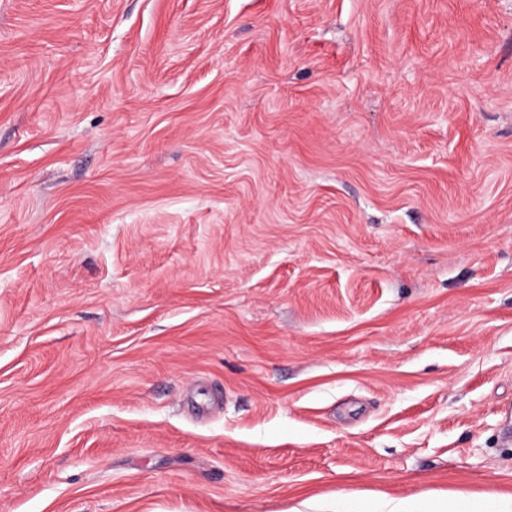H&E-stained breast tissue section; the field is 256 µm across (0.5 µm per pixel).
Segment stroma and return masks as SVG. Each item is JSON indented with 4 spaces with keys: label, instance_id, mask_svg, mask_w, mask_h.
<instances>
[{
    "label": "stroma",
    "instance_id": "35a3bbf8",
    "mask_svg": "<svg viewBox=\"0 0 512 512\" xmlns=\"http://www.w3.org/2000/svg\"><path fill=\"white\" fill-rule=\"evenodd\" d=\"M512 495V0H0V512Z\"/></svg>",
    "mask_w": 512,
    "mask_h": 512
}]
</instances>
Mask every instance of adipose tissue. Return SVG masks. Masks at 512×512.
Returning <instances> with one entry per match:
<instances>
[{
	"instance_id": "1",
	"label": "adipose tissue",
	"mask_w": 512,
	"mask_h": 512,
	"mask_svg": "<svg viewBox=\"0 0 512 512\" xmlns=\"http://www.w3.org/2000/svg\"><path fill=\"white\" fill-rule=\"evenodd\" d=\"M347 512H512V496L490 500L457 495L451 498L423 492L406 498H358Z\"/></svg>"
}]
</instances>
